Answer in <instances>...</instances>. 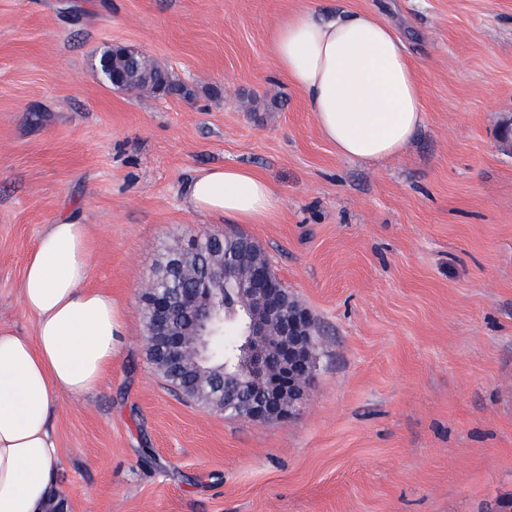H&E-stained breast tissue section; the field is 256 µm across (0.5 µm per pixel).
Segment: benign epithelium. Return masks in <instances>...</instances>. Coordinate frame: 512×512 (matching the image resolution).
I'll return each mask as SVG.
<instances>
[{
    "mask_svg": "<svg viewBox=\"0 0 512 512\" xmlns=\"http://www.w3.org/2000/svg\"><path fill=\"white\" fill-rule=\"evenodd\" d=\"M149 66V56L139 50L106 46L101 52L102 80L130 94L143 87L130 83L128 74ZM206 238L210 235L200 234L172 250L162 279L174 294L159 295L154 278L143 289V306L150 314L146 351L165 347L169 361L189 371L194 388L219 385L228 407L244 402L245 390L260 393L258 402L249 403L250 416L256 421L283 420L307 398L315 375L318 338L310 313L278 277H259L263 266L257 258L238 261L232 272L246 317L243 353L239 375L224 378L209 357L219 313L216 289L210 279L195 275Z\"/></svg>",
    "mask_w": 512,
    "mask_h": 512,
    "instance_id": "benign-epithelium-1",
    "label": "benign epithelium"
}]
</instances>
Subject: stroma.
<instances>
[{"mask_svg":"<svg viewBox=\"0 0 512 512\" xmlns=\"http://www.w3.org/2000/svg\"><path fill=\"white\" fill-rule=\"evenodd\" d=\"M374 13L426 112L401 156L337 154L274 64L287 13ZM107 43L185 95H131ZM512 0H0V327L46 225H87L88 287L123 315L112 368L59 394L68 512H498L512 497ZM253 169L281 210L234 224L184 203L214 165ZM244 233L314 317L319 368L289 420L225 416L169 388L141 294L162 255ZM155 459L145 462L143 449ZM103 49L100 59L102 80L130 94L143 92L145 87L131 84L128 74L149 67L152 61L149 56L142 51H129L124 47L106 46Z\"/></svg>","mask_w":512,"mask_h":512,"instance_id":"obj_1","label":"stroma"}]
</instances>
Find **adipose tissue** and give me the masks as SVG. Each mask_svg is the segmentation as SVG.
Instances as JSON below:
<instances>
[{
    "label": "adipose tissue",
    "instance_id": "obj_1",
    "mask_svg": "<svg viewBox=\"0 0 512 512\" xmlns=\"http://www.w3.org/2000/svg\"><path fill=\"white\" fill-rule=\"evenodd\" d=\"M276 67L305 95L337 153L362 162L398 157L426 113L417 74L397 33L374 14L283 15L272 37ZM187 207L238 224L279 213L272 185L241 166L201 171ZM87 225H47L28 253L21 286L33 335L0 330V512H41L58 449L51 417L57 396L89 393L112 365L121 315L111 295L86 287Z\"/></svg>",
    "mask_w": 512,
    "mask_h": 512
}]
</instances>
